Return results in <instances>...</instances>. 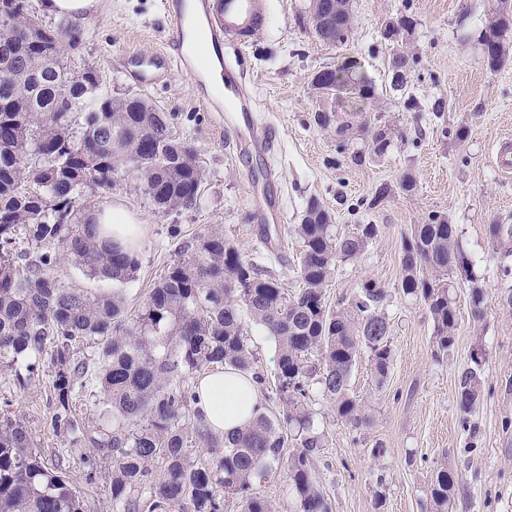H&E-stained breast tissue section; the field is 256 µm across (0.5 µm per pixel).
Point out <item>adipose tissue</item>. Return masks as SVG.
<instances>
[{"label": "adipose tissue", "instance_id": "obj_1", "mask_svg": "<svg viewBox=\"0 0 512 512\" xmlns=\"http://www.w3.org/2000/svg\"><path fill=\"white\" fill-rule=\"evenodd\" d=\"M117 213V208L109 205L92 212L91 220L97 225L98 240H111L126 249H137L142 239V226L128 219L114 223ZM197 396V409L212 431L219 435L244 426L258 415L260 409L256 388L232 369L220 368L205 374L198 382Z\"/></svg>", "mask_w": 512, "mask_h": 512}]
</instances>
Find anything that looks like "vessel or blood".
<instances>
[{"instance_id":"obj_1","label":"vessel or blood","mask_w":512,"mask_h":512,"mask_svg":"<svg viewBox=\"0 0 512 512\" xmlns=\"http://www.w3.org/2000/svg\"><path fill=\"white\" fill-rule=\"evenodd\" d=\"M160 7L167 19L164 48L135 57V74L152 86L170 70L180 71L198 101L219 113L234 155L261 159L259 176L249 181L248 206L254 222L266 227L267 248L279 249L285 212L269 162L275 134L272 124L260 121L241 65L249 31L265 20L259 0H161Z\"/></svg>"}]
</instances>
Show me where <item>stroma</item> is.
I'll use <instances>...</instances> for the list:
<instances>
[{
    "label": "stroma",
    "mask_w": 512,
    "mask_h": 512,
    "mask_svg": "<svg viewBox=\"0 0 512 512\" xmlns=\"http://www.w3.org/2000/svg\"><path fill=\"white\" fill-rule=\"evenodd\" d=\"M28 8L47 26L66 22L81 36L68 60L79 69L90 64L113 97L143 96L171 119L175 136L194 146L202 170L195 207L158 212L142 193L133 168L122 167L111 185L88 189L91 207L112 204L142 225L143 238L135 252V279L123 284L129 309H137L176 256L178 246L211 230L223 232L256 262L263 276L288 290L298 288L296 255L299 244L285 235L279 255L260 243V227L248 207L247 167L235 161L212 113L202 106L189 82L170 73L147 88L129 73L131 54L163 47L166 19L160 0H109L111 18L95 24L85 9L56 18L44 15L42 0H27ZM499 0H350L352 32L347 43L331 46L314 34L310 0H261L266 26L252 38L246 66L261 122L278 128V146L271 157L280 172L287 225L300 223L310 198L319 199L333 214L336 231L346 235L359 224L378 228L362 257L342 264L326 291L329 305L348 299L362 283L373 280L387 291L393 360L383 389H376L367 359H359L351 389L368 404L371 425L353 431L336 416L321 392L310 406L314 427L325 436L316 461V479L332 512H432L427 484L441 460L457 469V512H512V309L500 298L512 290V276L503 277V257L490 241L488 224H512V176L495 165L500 146L512 144V44L508 62L489 70L481 52L480 35L487 14ZM413 18V28L398 44L383 37L386 23ZM412 60L403 82L390 68L394 49ZM358 62L374 88L366 111L393 133L388 152L367 154L352 164L337 148L335 130L320 129L314 115L324 109L340 121H354L339 95L320 93L312 85L320 70ZM443 101L444 112L433 110ZM468 137L458 141L456 132ZM417 183L412 194L399 188L404 173ZM390 185L391 196L377 207L369 201L377 188ZM456 225L470 269L484 284L489 303L481 326H474L468 287L453 275L458 331L454 347L440 352L433 321L426 307L406 297L397 283L402 241L413 225L433 213ZM484 353L486 395L470 416L457 401L458 376L474 345ZM14 408L26 418L47 463L58 455L76 462L80 446L55 435L51 372L14 395ZM469 428H462V418ZM385 456L372 454L375 444ZM383 507H376V500Z\"/></svg>",
    "instance_id": "stroma-1"
}]
</instances>
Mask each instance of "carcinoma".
<instances>
[{
    "mask_svg": "<svg viewBox=\"0 0 512 512\" xmlns=\"http://www.w3.org/2000/svg\"><path fill=\"white\" fill-rule=\"evenodd\" d=\"M311 13L329 18L348 41L349 0H311ZM512 12L500 8L481 33L491 70L506 64ZM74 44L71 28L45 26L27 4L0 23V369L26 391L40 366L51 368L54 408L49 426L93 452L79 457L85 481L109 460L112 512H274L257 496V479L282 468L295 512H331L316 481L314 459L324 447L308 408L313 386L332 401L336 416L354 430L370 425L365 401L350 388L361 355L377 389L392 361L385 288L366 281L346 304H327L336 269L357 261L377 235L358 224L339 237L333 215L309 200L293 233L300 243V288L288 294L263 276L224 234L213 230L179 247L178 258L135 313L118 286L138 270L135 256L100 245L94 224L79 218L86 189L106 186L130 165L140 188L161 212L196 205L201 183L197 154L173 136L170 118L142 97L114 98L101 91L98 70L64 60ZM367 82L362 71L341 66L317 73V90L339 84L349 91ZM371 153L383 156L391 132L358 110ZM24 234L31 251L16 247ZM488 234L512 255V224H490ZM68 260L85 276L116 285L112 292L72 288L58 276ZM459 272L469 288L472 319L486 314V288L470 271L456 225L440 214L416 224L402 244L398 288L421 300L441 351L455 343L458 315L448 276ZM263 328L277 350L275 392L257 365L246 322ZM217 366L251 377L263 411L248 425L215 435L195 408L196 385ZM484 362L478 350L458 376V401L468 415L484 397ZM87 396L98 414L92 424L72 401ZM0 410V512H82L69 470L48 465L23 417ZM297 449L285 453L288 440ZM202 449L198 453L194 448ZM459 475L443 460L431 476L433 512H453Z\"/></svg>",
    "mask_w": 512,
    "mask_h": 512,
    "instance_id": "cac0c4a2",
    "label": "carcinoma"
}]
</instances>
